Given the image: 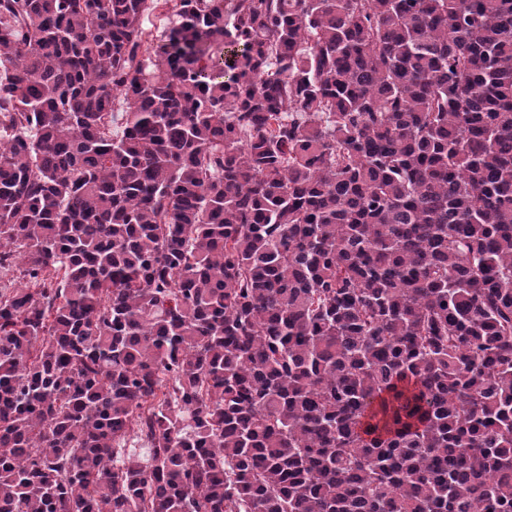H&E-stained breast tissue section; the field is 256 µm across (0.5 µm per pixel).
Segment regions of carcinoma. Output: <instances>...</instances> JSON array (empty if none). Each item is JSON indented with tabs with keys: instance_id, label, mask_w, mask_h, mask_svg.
Here are the masks:
<instances>
[{
	"instance_id": "1",
	"label": "carcinoma",
	"mask_w": 512,
	"mask_h": 512,
	"mask_svg": "<svg viewBox=\"0 0 512 512\" xmlns=\"http://www.w3.org/2000/svg\"><path fill=\"white\" fill-rule=\"evenodd\" d=\"M0 51V512H512V0H0ZM176 16L172 10L157 8L145 16L143 27L153 35L154 44L164 43V34L176 22Z\"/></svg>"
}]
</instances>
